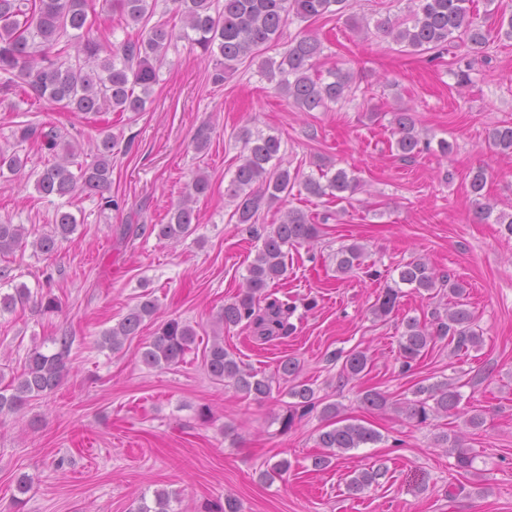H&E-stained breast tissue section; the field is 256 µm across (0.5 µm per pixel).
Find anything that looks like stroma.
Returning a JSON list of instances; mask_svg holds the SVG:
<instances>
[{
    "instance_id": "1",
    "label": "stroma",
    "mask_w": 512,
    "mask_h": 512,
    "mask_svg": "<svg viewBox=\"0 0 512 512\" xmlns=\"http://www.w3.org/2000/svg\"><path fill=\"white\" fill-rule=\"evenodd\" d=\"M409 5L349 0L344 17L316 23L323 44L318 70L338 66L354 74L351 95L326 112L296 111L253 65L213 84V60L183 39L172 42L146 112L133 117L69 112L31 103L19 89H0V147L17 146L27 170H41L49 155L32 143L16 144L13 133L22 124L56 125L64 140L79 144L80 164L93 161L101 131L130 143L112 167L118 208H103L99 195H81L70 207L77 228L52 257L30 247L0 256V267L13 274L0 281V292L22 283L47 286L61 301L50 313L29 305L0 315V363L21 369L33 344L51 353L53 337L73 338L61 385L0 418V512H128L134 499L158 489L169 492L172 512H200L205 501L229 494L240 512H512V233L478 222L469 194L472 173L488 167L489 198L512 212V156L493 154L487 140L493 126L512 123V39L496 40L490 63H477L461 86L453 56L432 61L403 52L377 31L351 27L355 17H405ZM399 107L410 110L433 145L451 142L452 153L433 148L401 157L390 126ZM244 127L281 136L289 168L309 174L326 157L363 181L352 199L331 206L314 197L290 199L305 212L334 214L318 239L289 249L287 271L272 290L295 308L293 333L270 341L242 325L224 333L225 347L258 372L274 374L280 360L297 358L317 396L381 434L380 442L347 452L323 471L312 466L323 426L318 412L283 430L284 389L258 402L215 383L204 368L215 318L238 293L258 233L278 223L285 208L263 209L254 224L232 220L224 188L239 163L236 135ZM202 131L209 146L199 152ZM200 169L212 189L195 204L194 235L158 241L150 225L167 222ZM53 218V204L40 199L32 182L0 179V222L25 225L36 236L52 229ZM354 241L364 246V261L337 278L333 256ZM414 257L464 282L483 343L456 353L437 341L405 373L397 353L402 315L430 320L446 297L407 293L384 321L371 307L396 278V266ZM146 293L159 303L155 321L120 351L99 347L102 333ZM171 318L195 328L194 345L178 364L144 366L143 346ZM355 348L371 363L359 377H341L330 355ZM446 378L460 384L465 411L483 415L482 427L453 416L417 426L395 411L417 382ZM367 389L383 392L389 408L364 407L359 395ZM204 406L211 410L206 421L199 417ZM445 433L472 449V472H457L438 442ZM282 459L291 464L288 473L261 481L260 470ZM378 460L389 468L386 478L348 496L350 472ZM24 474L31 484L22 495L16 480ZM18 495L25 501L20 509Z\"/></svg>"
}]
</instances>
